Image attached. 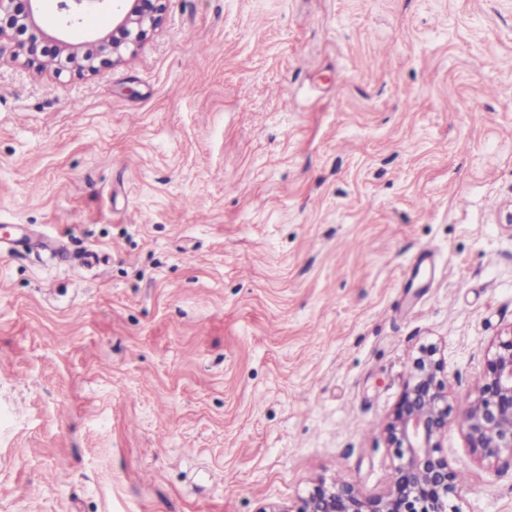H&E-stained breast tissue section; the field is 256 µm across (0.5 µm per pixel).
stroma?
I'll return each instance as SVG.
<instances>
[{"mask_svg": "<svg viewBox=\"0 0 512 512\" xmlns=\"http://www.w3.org/2000/svg\"><path fill=\"white\" fill-rule=\"evenodd\" d=\"M1 237L0 512L380 495L429 346L455 512H512L458 416L512 338V0H168L93 74L2 40Z\"/></svg>", "mask_w": 512, "mask_h": 512, "instance_id": "stroma-1", "label": "stroma"}]
</instances>
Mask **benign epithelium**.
<instances>
[{"instance_id":"benign-epithelium-1","label":"benign epithelium","mask_w":512,"mask_h":512,"mask_svg":"<svg viewBox=\"0 0 512 512\" xmlns=\"http://www.w3.org/2000/svg\"><path fill=\"white\" fill-rule=\"evenodd\" d=\"M166 0H55L58 27L69 31L104 11L112 34L71 43L41 26L43 0H0V38L14 42L16 57L38 70L95 72L135 54L163 22ZM451 407L444 362L433 350L413 361L391 417L386 441L398 464L388 490L367 497L349 484L316 483L292 511L270 504L261 512H448L460 482L443 452ZM470 448L483 459L512 454V339L500 343L482 372V382L461 412Z\"/></svg>"}]
</instances>
